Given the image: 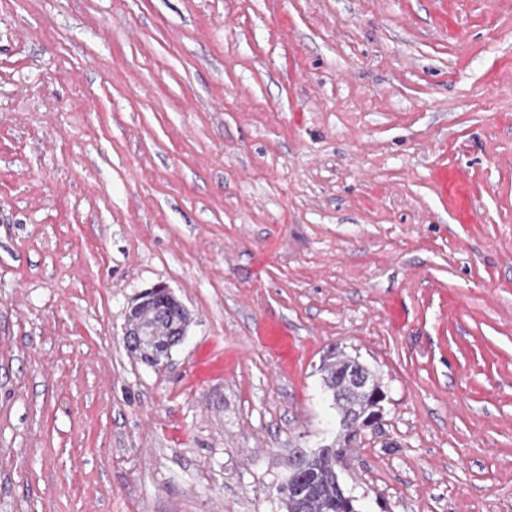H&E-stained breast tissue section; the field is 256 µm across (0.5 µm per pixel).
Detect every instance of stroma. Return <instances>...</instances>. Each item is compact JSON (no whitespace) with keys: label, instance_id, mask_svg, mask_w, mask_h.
I'll use <instances>...</instances> for the list:
<instances>
[{"label":"stroma","instance_id":"stroma-1","mask_svg":"<svg viewBox=\"0 0 512 512\" xmlns=\"http://www.w3.org/2000/svg\"><path fill=\"white\" fill-rule=\"evenodd\" d=\"M333 348L358 512H512V0H0V512H283ZM156 288L172 292L165 284L154 285L144 292ZM161 289L140 295L126 317L137 336L128 328L124 336H132V339L128 344L124 341L125 348L142 362L151 365L157 364L163 353L183 341L184 338L180 342L181 335L190 322V314L182 302ZM353 366H361L363 371L373 376L356 359L336 355V351H332L330 355L323 358L319 366L323 385L330 393L340 416L350 414L353 411L362 412L368 410L369 407L367 398L351 386L346 377V373Z\"/></svg>","mask_w":512,"mask_h":512}]
</instances>
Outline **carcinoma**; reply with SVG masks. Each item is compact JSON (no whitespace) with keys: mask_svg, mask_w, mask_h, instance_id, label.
Listing matches in <instances>:
<instances>
[{"mask_svg":"<svg viewBox=\"0 0 512 512\" xmlns=\"http://www.w3.org/2000/svg\"><path fill=\"white\" fill-rule=\"evenodd\" d=\"M126 320L137 335L125 348L142 362L153 365L180 343L190 314L176 297L157 290L140 295ZM357 365V360L333 352L319 366L323 385L341 416L369 407L367 398L346 377L350 368ZM335 473L336 454L322 452L305 458L303 474L312 478L315 491L298 504L289 499L288 483H283L277 489L282 508L285 512H336Z\"/></svg>","mask_w":512,"mask_h":512,"instance_id":"obj_1","label":"carcinoma"}]
</instances>
